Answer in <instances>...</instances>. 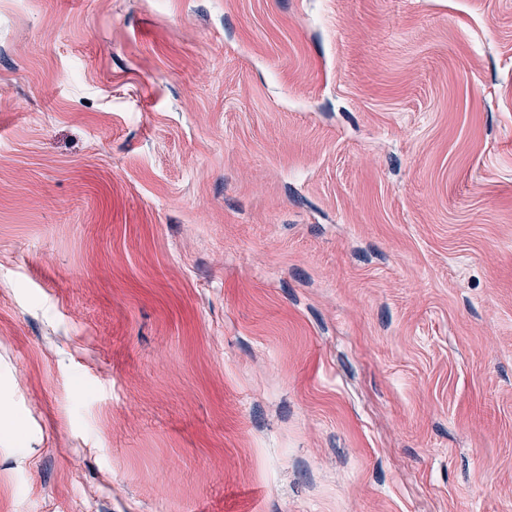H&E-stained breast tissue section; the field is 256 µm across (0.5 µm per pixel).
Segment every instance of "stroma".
<instances>
[{
	"mask_svg": "<svg viewBox=\"0 0 512 512\" xmlns=\"http://www.w3.org/2000/svg\"><path fill=\"white\" fill-rule=\"evenodd\" d=\"M0 512H512V0H0Z\"/></svg>",
	"mask_w": 512,
	"mask_h": 512,
	"instance_id": "stroma-1",
	"label": "stroma"
}]
</instances>
